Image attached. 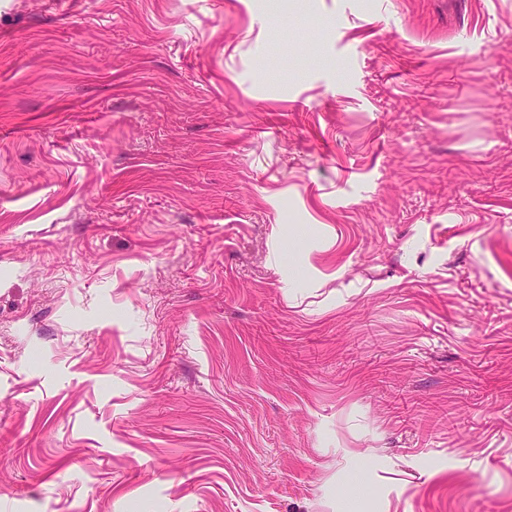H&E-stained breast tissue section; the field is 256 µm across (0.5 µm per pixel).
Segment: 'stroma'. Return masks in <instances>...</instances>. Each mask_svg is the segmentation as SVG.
I'll list each match as a JSON object with an SVG mask.
<instances>
[{
  "instance_id": "stroma-1",
  "label": "stroma",
  "mask_w": 512,
  "mask_h": 512,
  "mask_svg": "<svg viewBox=\"0 0 512 512\" xmlns=\"http://www.w3.org/2000/svg\"><path fill=\"white\" fill-rule=\"evenodd\" d=\"M0 512H512V0H0Z\"/></svg>"
}]
</instances>
